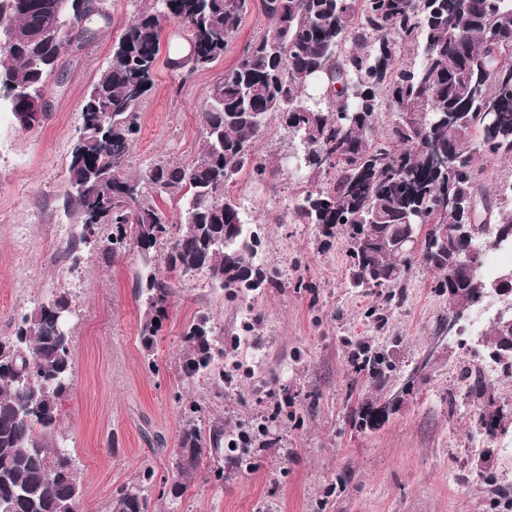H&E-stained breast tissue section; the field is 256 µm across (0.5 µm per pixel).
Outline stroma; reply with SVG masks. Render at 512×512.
Here are the masks:
<instances>
[{"label":"stroma","mask_w":512,"mask_h":512,"mask_svg":"<svg viewBox=\"0 0 512 512\" xmlns=\"http://www.w3.org/2000/svg\"><path fill=\"white\" fill-rule=\"evenodd\" d=\"M138 7V0H103L106 17L95 35L63 55L51 77V107L39 127L23 131L11 113L0 114V336L12 333L11 317L68 297L73 367L59 429L82 486V512H111L117 491L147 468L155 473V512H323L324 500V512H483L481 470L512 487V426L493 436L475 427L481 401L459 379L474 359V334L449 337L448 300L433 291L434 275L424 268L413 270L407 298L385 328H375L365 312L379 299L349 286L343 241L321 249L314 225L293 216L295 145L277 118L254 146L275 177L244 174L234 190L245 220L263 227L266 244L255 262L275 272L276 286L231 302L206 274L178 277L148 350L135 296L141 253L109 261L90 242L67 254L77 231L67 168L81 107ZM268 25L252 0L223 59L187 78L168 63L184 44L182 27L164 23L128 172L194 158L213 85ZM202 314L225 338H239L236 359L253 377L224 387L183 377V333ZM254 317L256 329L244 332ZM356 338L391 355L395 370L385 389L355 374ZM193 398L223 415L225 429L268 426L273 443L254 468L225 457L222 480L200 471L174 500L163 481L171 476L182 403ZM367 400L386 406L385 420L359 432L351 415ZM278 403L290 419L273 417Z\"/></svg>","instance_id":"stroma-1"}]
</instances>
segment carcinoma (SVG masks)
Listing matches in <instances>:
<instances>
[{
  "mask_svg": "<svg viewBox=\"0 0 512 512\" xmlns=\"http://www.w3.org/2000/svg\"><path fill=\"white\" fill-rule=\"evenodd\" d=\"M136 20L112 47V63L92 85L82 124L70 150L67 184L76 223L69 252L108 228L105 258L131 250L144 257L136 276L145 297L142 341L151 348L176 276L204 271L225 297L257 294L274 276L255 264L262 238L243 220L233 185L248 170L259 179L266 165L254 146L268 117L299 137L294 217L313 224L321 248L345 232L350 287H371L387 303L399 302L415 266L436 273L431 288L448 297V314L475 306L484 278L455 265L458 251H489L482 235L448 253L429 246L406 253L393 247L407 224H497L512 228V198L482 180L480 159H512V0H260L271 22L211 89L202 112L203 140L188 164L162 162L142 175L125 173L138 130L142 97L160 50L162 23L183 26L189 55L171 65L188 75L224 56L250 0H146ZM105 17L100 0L76 8L71 39L85 41L84 19ZM57 0H0V21L15 34L12 51L0 53V106L12 115L35 112L20 92L40 95L65 47L45 40ZM391 114L384 131L381 112ZM450 154L452 167L437 169L432 154ZM177 201L168 218L156 199ZM376 267L382 281L368 285ZM70 307L57 296L14 321L0 336V512H81L82 491L72 457L59 439L60 399L72 377L70 332L52 309ZM486 347L512 339L489 323ZM224 338L208 315L183 335L180 353L187 379L200 375L224 383ZM352 362L375 382L394 369L389 353L360 342ZM460 380L493 407L482 374L472 366ZM385 408L365 403L353 426L373 430ZM205 408L183 409V427L172 463L170 492L179 497L203 461L224 456V444L264 448L266 427L241 430L224 441V423L196 424ZM154 472L141 471L115 496L118 512H149ZM493 504H512V490L483 474Z\"/></svg>",
  "mask_w": 512,
  "mask_h": 512,
  "instance_id": "carcinoma-1",
  "label": "carcinoma"
}]
</instances>
